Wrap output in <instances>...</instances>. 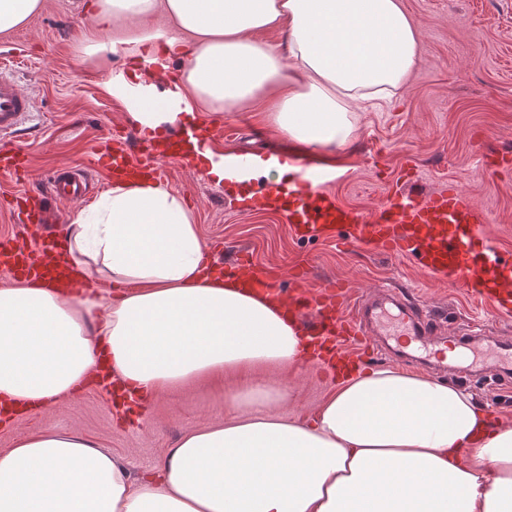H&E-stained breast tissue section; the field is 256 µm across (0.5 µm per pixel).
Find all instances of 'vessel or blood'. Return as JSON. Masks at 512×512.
<instances>
[{
    "label": "vessel or blood",
    "instance_id": "b4317fda",
    "mask_svg": "<svg viewBox=\"0 0 512 512\" xmlns=\"http://www.w3.org/2000/svg\"><path fill=\"white\" fill-rule=\"evenodd\" d=\"M32 110L30 96L8 67H1L0 135L16 132L29 120ZM195 138V133L188 131L161 138L146 132L131 137L116 130L100 147L96 166L118 180L148 176L160 181L164 178L162 162L185 164ZM290 163L298 172L288 185L251 183L252 210L284 215L301 239L332 234L342 246L370 245L383 255L407 259L422 273L454 278L474 300L490 308L512 310V254L501 253L488 231L487 213L458 185L419 190L418 173L410 167L392 182L380 207L363 212L343 205L331 191L334 174L329 169L297 157ZM29 166L26 154L0 148L1 176L21 179ZM478 166L492 177L511 172L512 154L479 153ZM92 189L87 170L64 165L54 172L48 192L23 190L12 194L6 207L26 232L0 238V271L77 296L83 281L74 276L56 241L40 240L39 235L51 220L45 206L48 197L86 203ZM229 275L242 288L273 299L283 313L295 317L320 350L325 375L335 377L354 366L356 360L346 349L347 341L370 344L372 337L389 331L384 326L388 319L394 322L390 330L394 335L414 340L413 345L400 350V358L413 359L416 347L435 344L431 324L402 296L373 291L359 301L357 315L350 316L345 312L350 302L347 284L331 282L319 289L309 288L303 267H296L284 279L272 269L253 270L242 253Z\"/></svg>",
    "mask_w": 512,
    "mask_h": 512
}]
</instances>
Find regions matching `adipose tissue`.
I'll use <instances>...</instances> for the list:
<instances>
[{"instance_id": "obj_1", "label": "adipose tissue", "mask_w": 512, "mask_h": 512, "mask_svg": "<svg viewBox=\"0 0 512 512\" xmlns=\"http://www.w3.org/2000/svg\"><path fill=\"white\" fill-rule=\"evenodd\" d=\"M106 57L126 45L184 50L176 109L147 95L133 122L164 130L201 110L262 107L296 153L356 138L358 103L387 101L414 71L419 33L403 0H96ZM162 16L130 36L123 23ZM279 28L280 43L258 39ZM69 262L95 288L70 297L19 280L0 288V398L76 396L98 360L146 398L251 373L224 416L184 433L156 476L74 430L0 450V512H512V427L489 430L471 396L379 368L347 378L312 425L280 415L304 334L267 299L205 275L182 197L159 182L113 183L66 226ZM126 284L111 294L106 282Z\"/></svg>"}]
</instances>
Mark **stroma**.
<instances>
[{
	"label": "stroma",
	"instance_id": "stroma-1",
	"mask_svg": "<svg viewBox=\"0 0 512 512\" xmlns=\"http://www.w3.org/2000/svg\"><path fill=\"white\" fill-rule=\"evenodd\" d=\"M421 40L418 67L389 105L365 104L356 112L357 136L346 148L319 151L346 175L331 189L351 208L379 207L388 179L414 162L424 187L453 180L490 216L489 231L503 254H512V174L485 177L477 167V150L485 146L512 151V0H404ZM94 0H41L40 9L10 36H0V56L33 99V114L12 147L31 156L25 180L0 177V196L18 188H46L55 167L89 165L99 144L114 127L134 131L130 102L137 88L123 91L109 84L131 75L135 55L119 54L101 65L87 56L89 38L105 41L108 31L91 21ZM204 125L220 129L209 146L213 155L247 151L266 156L281 144L276 131L256 112L203 113ZM165 183L183 196L193 211L205 247L220 243L230 261L245 248L256 267L271 266L288 274L303 263L311 287L344 280L360 298L378 286L404 291L417 301L447 335L471 322L494 340L512 345V312L498 313L469 298L463 288L427 276L411 262L363 246L344 248L335 239H296L285 219L268 212L234 208L224 185L198 170L174 162L164 165ZM452 374L412 364L469 393L498 424L512 426V370L499 365H467L448 360ZM291 402L280 406L289 419L310 421L337 384L311 364L289 372ZM222 379L156 397L142 422H125L111 399L90 387L73 400L0 422V449L42 428L75 430L98 440L129 462L135 474L153 471L164 451L185 432L207 426L224 415Z\"/></svg>",
	"mask_w": 512,
	"mask_h": 512
}]
</instances>
